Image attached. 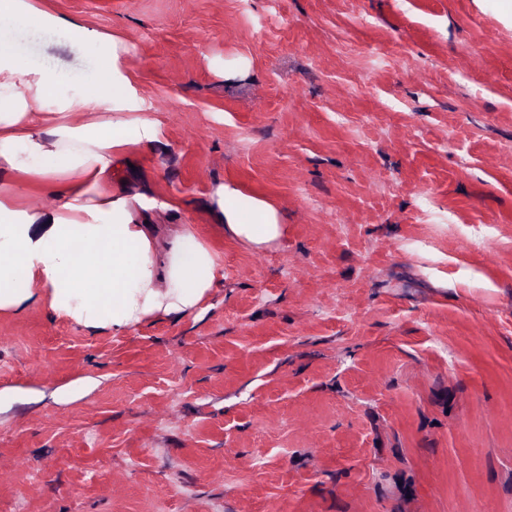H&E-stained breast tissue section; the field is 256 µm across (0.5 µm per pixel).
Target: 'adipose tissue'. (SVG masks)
<instances>
[{"mask_svg":"<svg viewBox=\"0 0 512 512\" xmlns=\"http://www.w3.org/2000/svg\"><path fill=\"white\" fill-rule=\"evenodd\" d=\"M2 20L35 39L59 37L77 49L98 44L99 66L93 93L57 100L48 110L58 69L21 64L17 44L0 39V312L43 298L92 333L193 313L218 277L213 251L189 224L158 251L144 216L151 201L133 203L112 188L113 163L157 140L124 67L128 45L32 0H0ZM29 184L55 198V206L19 203L18 188ZM238 195L231 186L217 189L215 221L257 246L278 240V210L257 199L242 211Z\"/></svg>","mask_w":512,"mask_h":512,"instance_id":"1","label":"adipose tissue"}]
</instances>
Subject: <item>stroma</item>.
Wrapping results in <instances>:
<instances>
[{
  "mask_svg": "<svg viewBox=\"0 0 512 512\" xmlns=\"http://www.w3.org/2000/svg\"><path fill=\"white\" fill-rule=\"evenodd\" d=\"M33 2L130 46L158 140L112 187L220 274L123 332L0 313V512H512L505 0ZM22 60L71 94L96 50ZM223 185L282 237L217 224ZM239 190L220 186L213 197L212 214L217 224H225L237 238L261 246L283 234L279 211L269 202L256 198L248 213L237 205Z\"/></svg>",
  "mask_w": 512,
  "mask_h": 512,
  "instance_id": "stroma-1",
  "label": "stroma"
}]
</instances>
